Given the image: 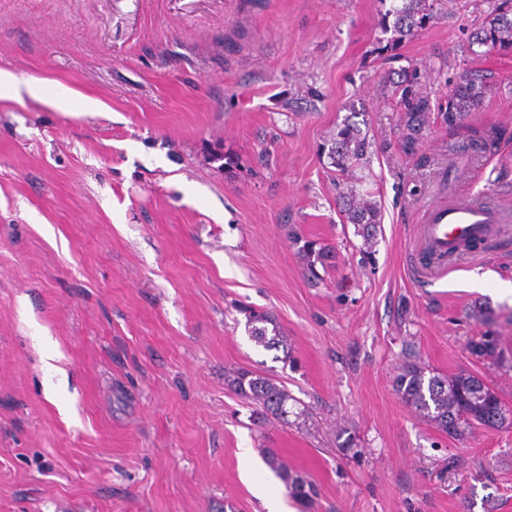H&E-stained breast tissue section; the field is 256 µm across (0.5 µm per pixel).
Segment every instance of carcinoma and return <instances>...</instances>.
<instances>
[{
    "label": "carcinoma",
    "instance_id": "cac0c4a2",
    "mask_svg": "<svg viewBox=\"0 0 512 512\" xmlns=\"http://www.w3.org/2000/svg\"><path fill=\"white\" fill-rule=\"evenodd\" d=\"M391 2L388 13L395 17V37L391 40L393 47L433 19V5L428 0ZM471 39L472 43L491 50L512 51V6L509 0H488L486 21L472 34ZM418 84L419 74L415 69L402 72L400 80L396 82L406 129L402 147L407 153L415 152L424 118L432 109L430 97L420 91ZM486 93L487 85L477 75L465 76L445 98L444 106L451 116L448 125H455L468 117ZM444 106L439 104L437 108ZM368 149L369 141L360 128L346 122L338 128L329 154L336 166L343 168L364 159ZM348 217L366 235L379 223L378 210L367 200L350 205ZM246 326L255 343L267 349L280 348L284 360H291L288 342L271 315L250 311ZM468 350L477 358L495 357L500 353L499 339L491 332L484 333L469 342ZM226 382L233 391L259 405L263 415L280 420L288 416V401L292 397L274 379L248 370H238L228 375ZM395 387L404 403L417 416L434 424L453 439L462 438L475 425L493 429L512 426V408L504 404L493 387L472 373L427 377L419 364L409 360L400 366ZM265 460L294 498L308 504L314 503L316 488L307 477L289 469L273 452L267 453Z\"/></svg>",
    "mask_w": 512,
    "mask_h": 512
}]
</instances>
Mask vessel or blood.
Returning a JSON list of instances; mask_svg holds the SVG:
<instances>
[{
  "instance_id": "obj_1",
  "label": "vessel or blood",
  "mask_w": 512,
  "mask_h": 512,
  "mask_svg": "<svg viewBox=\"0 0 512 512\" xmlns=\"http://www.w3.org/2000/svg\"><path fill=\"white\" fill-rule=\"evenodd\" d=\"M509 222L512 217L489 200L434 203L420 229L422 246L433 256L431 270L444 268L449 254L458 252L466 240L490 236Z\"/></svg>"
}]
</instances>
